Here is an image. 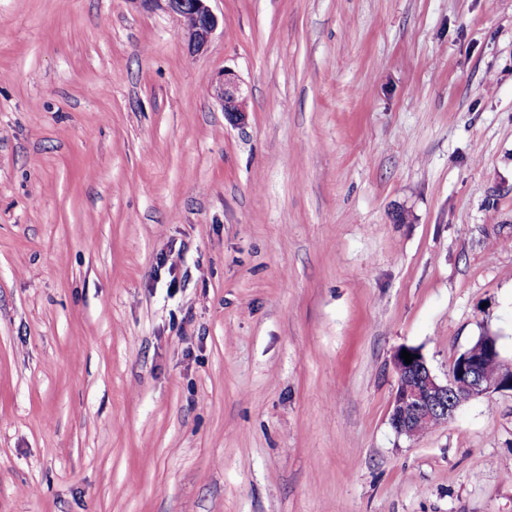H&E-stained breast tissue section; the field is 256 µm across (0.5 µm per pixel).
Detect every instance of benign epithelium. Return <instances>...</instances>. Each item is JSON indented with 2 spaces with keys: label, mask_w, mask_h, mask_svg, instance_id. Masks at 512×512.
I'll return each mask as SVG.
<instances>
[{
  "label": "benign epithelium",
  "mask_w": 512,
  "mask_h": 512,
  "mask_svg": "<svg viewBox=\"0 0 512 512\" xmlns=\"http://www.w3.org/2000/svg\"><path fill=\"white\" fill-rule=\"evenodd\" d=\"M143 6L158 7L175 14L188 45L195 52L202 51L219 26V18L209 6L210 0H130ZM210 94L220 104L225 117L234 124L246 119L247 99L242 81L231 70L217 73L210 82ZM415 356L407 364L401 351L393 355V367L399 375L412 373L413 380H400L390 406V424L400 435L415 437L432 424L445 423L460 408L463 397L474 398L498 392H512V373L492 377L484 370V358L499 360L498 341L485 343V356L466 349L451 363L446 380L433 374L422 352L407 348Z\"/></svg>",
  "instance_id": "obj_1"
}]
</instances>
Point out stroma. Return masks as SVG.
Here are the masks:
<instances>
[{
    "instance_id": "1",
    "label": "stroma",
    "mask_w": 512,
    "mask_h": 512,
    "mask_svg": "<svg viewBox=\"0 0 512 512\" xmlns=\"http://www.w3.org/2000/svg\"><path fill=\"white\" fill-rule=\"evenodd\" d=\"M210 6L0 0V512H512V0ZM211 0H134L143 6L158 7L175 14L188 45L195 52L203 51L219 26V18L208 2ZM209 89L230 122L240 124L245 121L247 99L242 90V81L234 71L224 69L218 72L211 79ZM406 349L418 355L411 364H405L401 351ZM501 372L510 373L508 365L501 359L498 339L485 343L484 357L474 354L469 348L458 354L451 363L445 381L433 374L424 355L413 347L399 348L393 355V367L397 375L412 373L414 380L398 379L390 406V424L400 435L415 437L428 430L431 424L438 425L452 419L460 408L463 397L468 399L498 392H512V373L489 376ZM495 359V360H492Z\"/></svg>"
}]
</instances>
